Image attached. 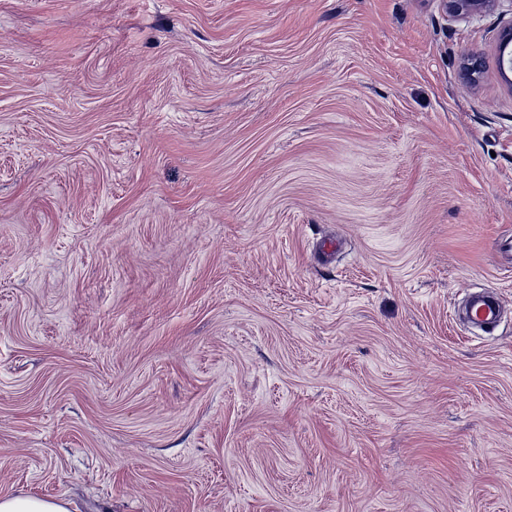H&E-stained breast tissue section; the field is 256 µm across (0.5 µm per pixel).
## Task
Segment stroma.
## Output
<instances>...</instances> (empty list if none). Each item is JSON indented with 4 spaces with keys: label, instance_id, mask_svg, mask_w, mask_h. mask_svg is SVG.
<instances>
[{
    "label": "stroma",
    "instance_id": "35a3bbf8",
    "mask_svg": "<svg viewBox=\"0 0 512 512\" xmlns=\"http://www.w3.org/2000/svg\"><path fill=\"white\" fill-rule=\"evenodd\" d=\"M510 26L0 0V493L512 512ZM504 300L500 294L485 292L472 301L468 311V324L472 330L484 333L494 330L503 318Z\"/></svg>",
    "mask_w": 512,
    "mask_h": 512
}]
</instances>
